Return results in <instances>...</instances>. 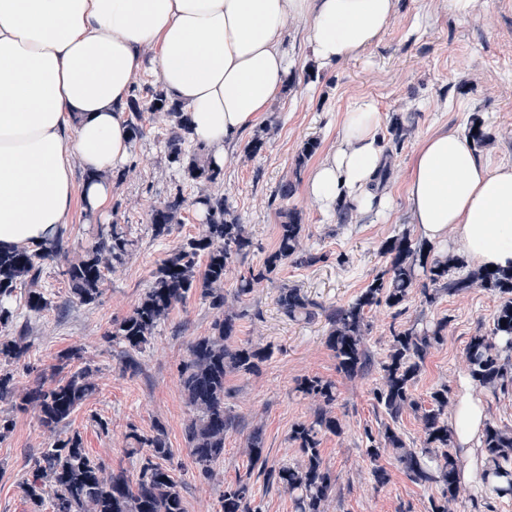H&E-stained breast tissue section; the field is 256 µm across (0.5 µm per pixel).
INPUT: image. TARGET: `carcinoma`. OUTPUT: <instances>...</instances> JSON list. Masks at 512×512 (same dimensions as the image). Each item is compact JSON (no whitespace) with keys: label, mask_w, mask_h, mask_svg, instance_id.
<instances>
[{"label":"carcinoma","mask_w":512,"mask_h":512,"mask_svg":"<svg viewBox=\"0 0 512 512\" xmlns=\"http://www.w3.org/2000/svg\"><path fill=\"white\" fill-rule=\"evenodd\" d=\"M127 111L135 141L145 134V113H160L166 118L164 158L168 166L182 171L185 178L215 183L224 176L223 170L211 166L208 154L186 149L188 128L183 120V108L170 101L163 84L133 88ZM467 136L477 147L486 144L488 134L480 116L475 114L470 118ZM317 148V140L305 141L296 156V168L304 167ZM194 203L206 209L202 231L162 260L138 304L113 325L111 338L123 345L125 365L132 368L137 365L135 355L146 350L157 327L190 293L200 292L216 311L211 334L189 343L187 358L179 369L189 406L185 441L198 476L209 479L214 466L224 458V437L235 426L234 417L224 407V379L229 372L253 373L268 358L269 351L249 343L229 344L236 334V316L228 310L224 275L252 246L245 225L232 214L222 193L202 194ZM187 205L188 198L179 187L154 207L149 215L154 237L170 234L177 216ZM301 241L302 224L297 213L290 211L279 225L276 249L260 267H250L240 276L233 297L239 300L260 283L272 280L279 267L289 260L307 264L319 261L304 251ZM134 245L128 230L114 224L68 261L63 275L71 283L79 303L90 305L98 300L105 272L125 264ZM62 251L60 237L35 249H0V359L18 362L28 351L23 336L11 335L13 318L9 298L17 289L26 287L30 310L41 312L48 308L51 301L37 284L44 262ZM382 253L388 257V267L351 302L327 309L296 288H283L278 298L283 314L296 318L310 317L318 309L324 312L329 324L327 345L334 352L338 369L354 376L369 366L365 349L367 311L381 304L395 308L406 301L413 290L417 269H422L429 281V287L421 289L428 304L434 303L442 292L455 294L474 287L493 291L502 296L503 302L492 328L472 337L468 343L466 371L476 384L494 394L512 391V273L485 270L463 275L459 273L463 268L461 260L446 255L432 258L429 245L414 243L405 233L387 240ZM201 259L205 261V269L198 277L195 267ZM447 328L448 321L441 320L422 328L414 323L393 331L375 390V398L389 422L377 435L367 434L366 456L373 464L375 482L385 485L390 481V473L380 464V459L392 454L412 482L438 487L439 497L431 499L430 512H451L462 487L460 461L451 452L455 431L448 424V387L434 390L427 407L412 393L428 352L444 340ZM94 389L93 371L89 367L76 370L65 380L48 381L40 376L36 385L21 395L15 393L11 373L0 372V401H14L15 408L21 412L35 411L51 439L50 446L29 463L27 476L21 483L25 498L37 507L49 502L51 512H186L182 487L170 469L158 463L160 459L174 458L163 427H156L150 436L132 433V438L145 449L134 479L125 470L109 469L91 457L79 434L60 437L72 413ZM298 390L317 403L313 420L296 424L289 434V439L297 444L301 460L294 465L268 466L263 432L257 427L248 436L251 468L258 469L267 483L287 492L295 512H326L336 492V476L324 463L320 436L339 435L343 431L332 411L336 390L333 384L319 377L303 379ZM406 410L420 414L424 433L421 448L407 445L398 427L399 418ZM478 454L484 462L485 486L499 497H512V431L486 424ZM251 475L249 471L224 486L221 512H259L254 506Z\"/></svg>","instance_id":"obj_1"}]
</instances>
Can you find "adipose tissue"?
Instances as JSON below:
<instances>
[{
  "label": "adipose tissue",
  "instance_id": "adipose-tissue-1",
  "mask_svg": "<svg viewBox=\"0 0 512 512\" xmlns=\"http://www.w3.org/2000/svg\"><path fill=\"white\" fill-rule=\"evenodd\" d=\"M395 0H0V248L54 239L74 202L97 213L110 176L128 162L126 103L141 51L157 46L168 97L191 141L223 166L228 142L267 111L288 81V18L306 20L311 52L329 66L369 47ZM381 116L368 98L346 112L336 148L313 170L308 195L385 213L390 196ZM89 178L75 188L72 159ZM411 220L429 243L462 234L468 261L512 269V164L489 165L458 132L427 137L406 188ZM487 419L481 398L459 397L452 424L469 447Z\"/></svg>",
  "mask_w": 512,
  "mask_h": 512
}]
</instances>
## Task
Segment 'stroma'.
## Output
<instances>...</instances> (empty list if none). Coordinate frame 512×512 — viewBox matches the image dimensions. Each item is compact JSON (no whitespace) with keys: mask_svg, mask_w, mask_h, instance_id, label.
Listing matches in <instances>:
<instances>
[{"mask_svg":"<svg viewBox=\"0 0 512 512\" xmlns=\"http://www.w3.org/2000/svg\"><path fill=\"white\" fill-rule=\"evenodd\" d=\"M284 47L290 62L288 82L256 124L228 145L223 181L194 183L168 167L161 144L167 122L156 114L147 116L145 135L134 143L123 179L114 182L108 209L92 217L82 205H74L64 234L69 255L82 252L100 227L115 222L127 225L136 248L123 266L107 272L94 304L83 305L74 298L64 274L69 255L43 265L40 285L51 295L50 309L34 313L23 299L12 297L14 322L26 327L28 343L24 360L9 366L13 385L22 392L34 385L39 372L61 379L91 367L95 391L73 413L68 431L81 434L91 457L133 475L142 455L134 434L149 435L163 427L187 512H218L225 484L249 468L247 438L253 427L263 430L270 462H299L289 433L294 424L312 419L316 404L296 386L298 380L316 376L335 384L333 411L343 427L341 435L321 438L323 459L337 476L328 512H430L436 488L412 482L392 456L381 460L391 473L388 484L378 485L371 474L365 433L379 431L387 420L374 398L380 362L392 330L420 319L447 320L446 337L426 357L413 393L424 403L430 392L444 386L450 399H458L470 382L466 345L489 330L500 295L483 288L455 295L443 292L427 305L416 291L400 307L372 308L365 336L372 365L355 377L338 370L326 343L329 326L324 315L289 319L277 299L281 288L288 287L325 307L347 304L386 268L384 241L406 232L421 242L411 222L406 185L425 138L443 131L466 132L471 115L477 113L491 137L478 156L493 164L512 162V0H473L464 16L451 9L450 0H397L378 41L327 67L312 56L306 21L288 19ZM361 98L373 100L382 115L379 138L386 165L381 184L392 197V208L383 216L355 210L350 222L341 224L336 216L323 215L306 192L314 161L299 169L294 160L311 138L319 142L316 159L335 147L345 113ZM396 120L404 127L399 139L390 131ZM257 137L264 146L259 153H249L247 146ZM285 182L292 183L294 191L283 200L277 191ZM178 186L191 201L204 193L222 192L251 235L252 247L224 276L225 294H233L241 272L260 266L275 249L284 210L299 212L302 246L318 257L311 265L283 264L273 280L234 303L239 314L235 343L267 348L270 355L253 374L226 376L225 405L236 426L224 439L223 460L206 481L198 478L184 438L189 408L179 368L188 344L210 334L215 310L199 294H190L158 327L135 370L126 368L121 348L109 337L113 322L138 304L167 254L202 229L205 219L191 204L168 236H153L150 211ZM70 350L77 351V358L61 365L62 354ZM0 418L14 422L12 433L0 441V512H50L46 505L34 510L20 488L28 460L47 446V434L33 412L17 411L10 402L0 401ZM452 510L512 512V498L497 497L485 486L467 482Z\"/></svg>","mask_w":512,"mask_h":512,"instance_id":"35a3bbf8","label":"stroma"}]
</instances>
